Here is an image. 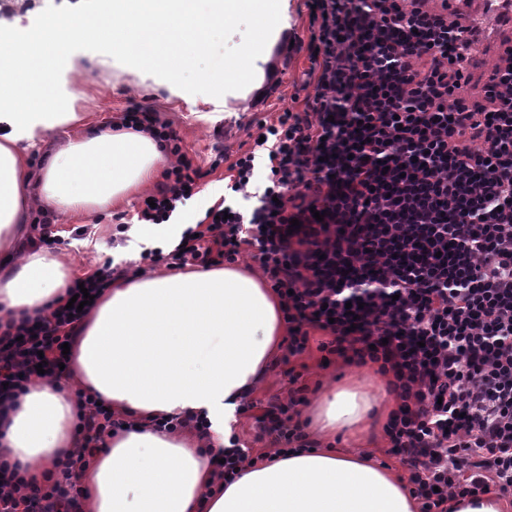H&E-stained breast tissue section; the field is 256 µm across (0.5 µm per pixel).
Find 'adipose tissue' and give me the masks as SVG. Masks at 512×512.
Wrapping results in <instances>:
<instances>
[{
  "mask_svg": "<svg viewBox=\"0 0 512 512\" xmlns=\"http://www.w3.org/2000/svg\"><path fill=\"white\" fill-rule=\"evenodd\" d=\"M281 0H118L110 14L67 8L35 33L0 39V316L34 312L63 296L71 268L28 247L37 223L28 192L62 215L99 214L152 180L161 153L148 135L101 131L92 116L49 93L74 70L76 45L92 58L120 57L148 70L194 67L201 43L243 14L281 12ZM79 136L34 164L38 138L65 127ZM278 300L260 277L234 267L158 272L113 281L74 344L76 391L36 384L0 420V449L30 477L53 472L76 445L77 390L141 418L203 414L218 444L230 436L241 397L265 376L282 346ZM370 404L344 389L324 400L321 431L356 429ZM208 449L177 433L131 431L79 475L85 512H415L403 481L359 452L315 449L247 469L214 496Z\"/></svg>",
  "mask_w": 512,
  "mask_h": 512,
  "instance_id": "1",
  "label": "adipose tissue"
}]
</instances>
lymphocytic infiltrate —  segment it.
Instances as JSON below:
<instances>
[{"label": "lymphocytic infiltrate", "mask_w": 512, "mask_h": 512, "mask_svg": "<svg viewBox=\"0 0 512 512\" xmlns=\"http://www.w3.org/2000/svg\"><path fill=\"white\" fill-rule=\"evenodd\" d=\"M429 2L307 0L306 111L260 124V140L232 162L216 155L224 197L171 251L105 261L67 293L97 297L161 263L208 268L250 253L279 298L287 356L320 331L325 361L386 378L396 401L386 453L406 467L419 512H449L452 500L512 495V37L492 80H474L481 30ZM120 121L168 161L135 221L167 223L204 173L159 112L137 105ZM83 319L62 298L47 316L0 322V410L38 375L65 378L62 346ZM79 398L81 446L46 483L0 460V512H82L77 469L124 420L95 395ZM307 403L296 388L264 407L273 454L314 448ZM270 455L231 436L215 475L232 483Z\"/></svg>", "instance_id": "obj_1"}]
</instances>
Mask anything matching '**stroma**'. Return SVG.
Instances as JSON below:
<instances>
[{"label":"stroma","instance_id":"1","mask_svg":"<svg viewBox=\"0 0 512 512\" xmlns=\"http://www.w3.org/2000/svg\"><path fill=\"white\" fill-rule=\"evenodd\" d=\"M96 12L100 0H0V33L16 31L34 33L60 10L70 4ZM287 25L271 48L265 63L271 72L262 96H244L247 77L243 50L263 39L266 24L249 16L239 17L226 28L222 39L207 43L211 55L221 57L229 85L223 95H216L206 83L188 80L176 82L165 69L137 72L123 59L99 64L87 56L86 47H79L82 66L79 70L60 75L55 82V94L61 103L71 96H80L84 111L94 113L101 120L119 117L135 105L147 106L160 112L171 122L182 140V147L194 157L196 163L207 169L205 189L201 195L187 201L173 221L193 224L204 216L207 206L224 194L225 167L211 168L216 153L234 158L246 150L251 136L261 121H273L283 107L294 111L306 109L309 94L305 83L310 67L305 50L293 47L294 37H306L308 11L305 0H287ZM51 223L55 238L54 251L71 263L76 274H84L103 263L105 256L122 253L134 255L140 244L146 243L138 225H131L126 245H113V221L109 214L93 216H62L53 210L43 212ZM322 333H314L308 350L290 362L275 361L267 378L252 393L255 401L268 402L286 397L290 387L287 369L299 374V382L308 389V406L303 407V418H311L323 391L359 385L373 404L374 412L395 408L394 396L388 392L386 381L369 367L349 366L336 362L322 367L318 349Z\"/></svg>","mask_w":512,"mask_h":512}]
</instances>
